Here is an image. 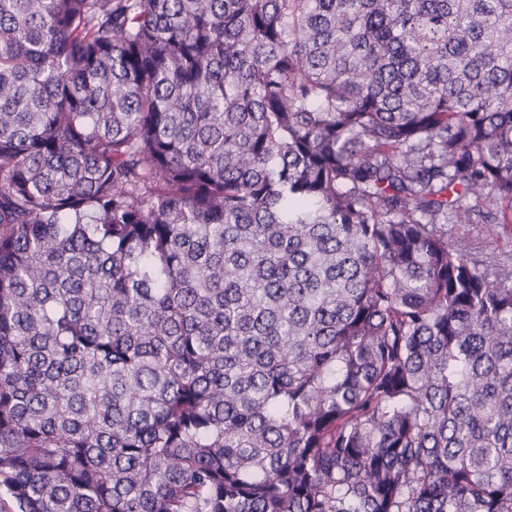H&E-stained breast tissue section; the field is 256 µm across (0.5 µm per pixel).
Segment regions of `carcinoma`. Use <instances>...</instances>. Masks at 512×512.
<instances>
[{
	"instance_id": "obj_1",
	"label": "carcinoma",
	"mask_w": 512,
	"mask_h": 512,
	"mask_svg": "<svg viewBox=\"0 0 512 512\" xmlns=\"http://www.w3.org/2000/svg\"><path fill=\"white\" fill-rule=\"evenodd\" d=\"M512 0H0L18 512H512ZM448 241L483 260L489 272L503 265L512 268V224H449Z\"/></svg>"
}]
</instances>
